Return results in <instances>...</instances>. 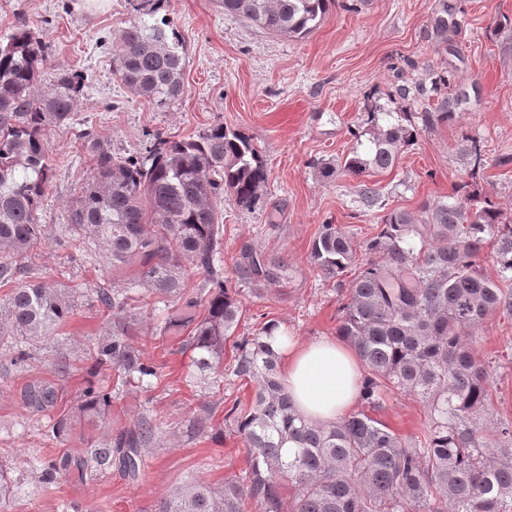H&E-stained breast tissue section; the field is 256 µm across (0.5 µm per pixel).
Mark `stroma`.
Returning <instances> with one entry per match:
<instances>
[{
    "mask_svg": "<svg viewBox=\"0 0 512 512\" xmlns=\"http://www.w3.org/2000/svg\"><path fill=\"white\" fill-rule=\"evenodd\" d=\"M448 2L459 26L441 46L432 28L439 0H336L317 30L303 39L224 16L216 0H169L168 12L187 46L185 93L159 112L133 97L112 71L114 34L134 17L129 0H111L104 10L86 9L81 0H0V38L23 19L36 37L50 43L42 81L62 70L87 77L69 125L48 136L54 176L40 206V223L51 228L65 223L93 171L82 132H92L114 156L128 157L144 151L155 134L181 139L224 123L250 136L269 174L255 208L224 200V267L232 269L246 241L288 261V281L278 290L260 298L243 292L238 335L254 334L269 319L307 342L335 337L342 299L338 282L319 277L309 263L321 225H338L355 241H365L375 234L384 210L417 212L424 201L453 195L471 171L481 196L512 216V0ZM439 75L476 86L479 96L470 111L451 124L422 129L393 168L358 178H321L320 164L343 162L357 136L368 131L366 105L407 112L412 123H420L435 103L414 88ZM475 145L483 156L478 168L470 155ZM365 184L379 190L384 208L359 205ZM27 268L31 277L71 290L78 307L58 339L32 345L26 365H11V346L0 344V470L15 484L7 512H66L70 506L78 512H154L160 499L186 482L199 478L220 485L243 467L246 449L224 415L235 400L249 399L252 389L222 380L186 385L193 371L190 354L164 352L155 333L159 320L179 318L181 310L160 304L143 312L134 342L150 358L163 360L165 376L151 388L124 387L108 419L99 422L83 414L80 404L89 348L111 327L94 290L109 286L112 272L98 255L52 240L32 253ZM474 336L481 356L493 363L489 417L512 421V316L489 317ZM40 380L54 384L59 398L54 409L33 413L20 391ZM202 403L216 407L214 424L223 430L219 439L196 436L192 429ZM63 414L69 418L68 434L47 437ZM143 414L162 422L163 433L149 448L137 484L113 468L83 475L69 471L54 483H42L40 460L85 456ZM381 418L407 439L418 434L427 411L418 397L394 392L386 396Z\"/></svg>",
    "mask_w": 512,
    "mask_h": 512,
    "instance_id": "stroma-1",
    "label": "stroma"
}]
</instances>
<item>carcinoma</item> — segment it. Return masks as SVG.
<instances>
[{"instance_id": "1", "label": "carcinoma", "mask_w": 512, "mask_h": 512, "mask_svg": "<svg viewBox=\"0 0 512 512\" xmlns=\"http://www.w3.org/2000/svg\"><path fill=\"white\" fill-rule=\"evenodd\" d=\"M135 18L115 35L113 72L135 97L160 111L185 93L186 42L164 13L168 0H130ZM224 15L243 18L273 34L303 39L320 25L335 0H217ZM457 27L443 2L435 19L441 42ZM47 43L20 20L0 41V283H17L0 307V341L31 345L50 338L77 307L75 295L46 281L24 280L25 260L45 242L38 210L53 177L48 134L68 124L85 75L62 71L40 84ZM418 94L436 99L425 113L434 126L454 121L470 103L469 92H448L440 77ZM374 123L364 148L344 164H324L322 177L393 167L419 129L392 112H370ZM95 159L92 176L59 225L56 240L85 245L112 266L122 283L95 289L96 302L111 312L112 331L93 344L94 375L117 372V386L88 385L80 410L105 418L119 387L161 379V366L132 339L135 310L158 297L190 314L181 347L194 352L200 379L222 375L254 384L249 401H236L224 420L246 448V468L214 486L193 480L163 499L156 512H512V424L485 423L493 376L474 345L473 331L489 316L512 315V220L489 198L479 201L459 185L448 200L425 202L414 215L391 210L378 232L362 243L335 224H323L309 262L335 279L351 267L336 335L356 352L362 367V409L329 425L310 424L294 410L280 378L279 357L263 341L276 324L265 322L252 336H236L243 315L240 287L261 296L288 279V261L244 242L231 275H224V224L219 204L229 194L252 207L268 183L267 168L251 138L216 123L187 139L158 134L136 156L112 150L83 133ZM492 246L497 278L480 258ZM204 279L189 291L185 281ZM198 307L203 315L193 314ZM235 353L224 364V346ZM394 390L417 396L427 422L403 439L378 414ZM23 404L34 411L58 401L48 382L28 384ZM214 408L200 406L197 433L213 430ZM161 427L147 415L118 430L110 442L90 448L76 465L115 467L131 482L144 470L145 450ZM69 459L42 462L50 484Z\"/></svg>"}]
</instances>
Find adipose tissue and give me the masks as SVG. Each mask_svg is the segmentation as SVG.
Masks as SVG:
<instances>
[{
	"label": "adipose tissue",
	"instance_id": "obj_1",
	"mask_svg": "<svg viewBox=\"0 0 512 512\" xmlns=\"http://www.w3.org/2000/svg\"><path fill=\"white\" fill-rule=\"evenodd\" d=\"M266 341L279 356L283 386L303 419L328 425L351 409L361 366L347 346L333 339L304 342L281 328Z\"/></svg>",
	"mask_w": 512,
	"mask_h": 512
}]
</instances>
